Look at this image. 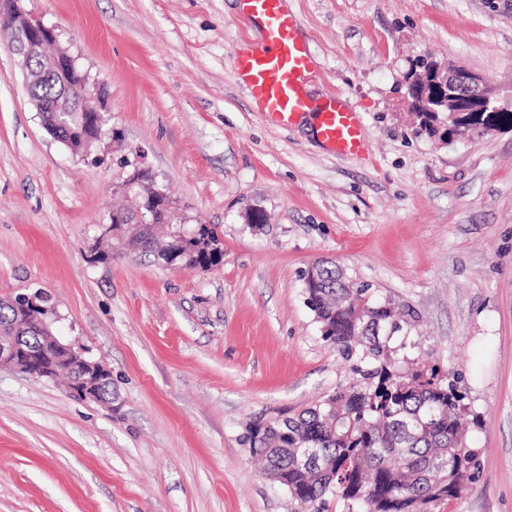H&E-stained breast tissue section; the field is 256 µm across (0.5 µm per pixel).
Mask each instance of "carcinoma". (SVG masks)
Returning a JSON list of instances; mask_svg holds the SVG:
<instances>
[{"instance_id": "1", "label": "carcinoma", "mask_w": 512, "mask_h": 512, "mask_svg": "<svg viewBox=\"0 0 512 512\" xmlns=\"http://www.w3.org/2000/svg\"><path fill=\"white\" fill-rule=\"evenodd\" d=\"M63 121L74 132L66 147L76 155L89 151L87 140L98 137L89 113L69 112ZM153 229L126 222L112 225V234L157 257L180 249L194 265L197 241L182 246L170 236L156 251ZM312 268L315 279L304 280L308 304L323 339L351 363L355 378L293 417L252 422L246 437L251 452L306 512H328L331 499L346 512H429L435 503L458 498L474 477L477 451L455 371L399 358L392 335L412 314L373 298L369 285L332 262ZM0 336L36 342L5 301Z\"/></svg>"}]
</instances>
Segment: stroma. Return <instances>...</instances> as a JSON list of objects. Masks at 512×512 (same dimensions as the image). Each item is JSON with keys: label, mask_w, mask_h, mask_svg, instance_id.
I'll list each match as a JSON object with an SVG mask.
<instances>
[{"label": "stroma", "mask_w": 512, "mask_h": 512, "mask_svg": "<svg viewBox=\"0 0 512 512\" xmlns=\"http://www.w3.org/2000/svg\"><path fill=\"white\" fill-rule=\"evenodd\" d=\"M104 87L91 158L55 141L0 30V298L43 290L57 336L112 373V403L0 370V512H297L244 442L353 380L307 303L324 258L414 315L408 357L459 375L479 469L431 512H512V131H421V60L483 76L512 107V0H288L306 91L360 112L366 154L270 122L234 71L240 0H21ZM221 264L183 271L99 225L134 203L135 150ZM264 225L248 224L249 209Z\"/></svg>", "instance_id": "35a3bbf8"}]
</instances>
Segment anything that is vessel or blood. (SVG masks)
I'll use <instances>...</instances> for the list:
<instances>
[{
    "mask_svg": "<svg viewBox=\"0 0 512 512\" xmlns=\"http://www.w3.org/2000/svg\"><path fill=\"white\" fill-rule=\"evenodd\" d=\"M248 17L262 24V41L237 48L234 67L262 112L280 125L317 112V137L336 156L355 157L367 150L360 113L336 95L313 108L305 83L312 71L313 50L299 34L298 18L286 11L283 0H243Z\"/></svg>",
    "mask_w": 512,
    "mask_h": 512,
    "instance_id": "b4317fda",
    "label": "vessel or blood"
}]
</instances>
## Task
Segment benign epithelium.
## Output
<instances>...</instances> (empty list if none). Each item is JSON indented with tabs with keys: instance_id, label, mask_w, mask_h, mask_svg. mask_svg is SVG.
Instances as JSON below:
<instances>
[{
	"instance_id": "obj_1",
	"label": "benign epithelium",
	"mask_w": 512,
	"mask_h": 512,
	"mask_svg": "<svg viewBox=\"0 0 512 512\" xmlns=\"http://www.w3.org/2000/svg\"><path fill=\"white\" fill-rule=\"evenodd\" d=\"M12 27L16 29V42L11 45L13 53L23 58H37L42 64L39 72L25 71V85L49 75L67 91L71 80L77 78L81 86L79 107L102 93V85L90 80L88 73L78 68L68 50L60 46L53 28L29 17L21 9L13 19ZM409 91L417 104L437 99L445 102L451 120L448 129L453 136L480 131L479 120L483 119L485 112H512V107L499 103L494 91L479 75L456 65H429L421 77L409 81ZM164 206L165 192L158 185H151L138 206L136 222L155 223L159 209ZM44 295L41 290L24 295L23 305L17 309L21 318L28 322V327L41 335L42 348L28 350L13 337H0V369L12 368L35 378L52 379L56 377L60 363L66 362L72 370L71 393L83 399L112 403V398L97 389L99 383L111 376L110 371L100 362L86 357L82 347L54 336L51 324L39 316L43 310Z\"/></svg>"
}]
</instances>
